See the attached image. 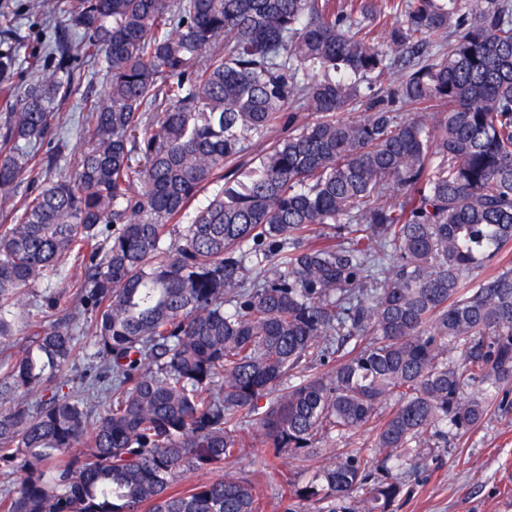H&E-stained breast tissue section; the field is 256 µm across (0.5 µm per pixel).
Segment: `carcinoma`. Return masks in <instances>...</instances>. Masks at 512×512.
<instances>
[{
  "instance_id": "obj_1",
  "label": "carcinoma",
  "mask_w": 512,
  "mask_h": 512,
  "mask_svg": "<svg viewBox=\"0 0 512 512\" xmlns=\"http://www.w3.org/2000/svg\"><path fill=\"white\" fill-rule=\"evenodd\" d=\"M462 4L75 0L78 46L53 42L57 67L0 113V342L22 336L0 353V512H264L248 476L183 486L256 440L266 471L311 463L279 484L284 512H394L396 471L505 402L512 0ZM81 56L107 78L84 148L22 191ZM17 74L6 33L0 90ZM70 263L74 307L21 303ZM381 411L375 450L317 463V439Z\"/></svg>"
}]
</instances>
